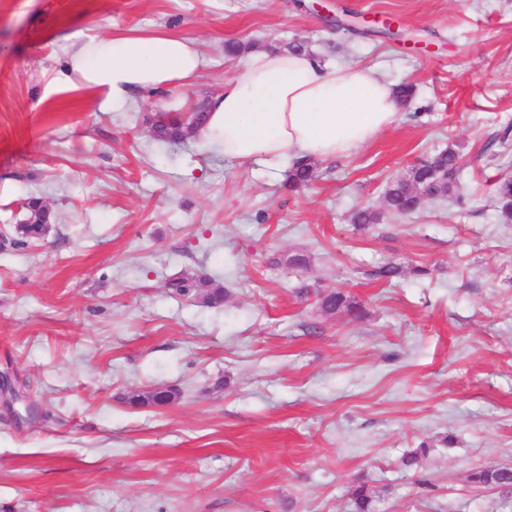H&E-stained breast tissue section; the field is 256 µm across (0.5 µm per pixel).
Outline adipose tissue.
Segmentation results:
<instances>
[{"label": "adipose tissue", "mask_w": 512, "mask_h": 512, "mask_svg": "<svg viewBox=\"0 0 512 512\" xmlns=\"http://www.w3.org/2000/svg\"><path fill=\"white\" fill-rule=\"evenodd\" d=\"M204 65L193 39L115 34L72 41L56 83L98 92L101 107L118 112L136 90L193 86ZM207 112L195 132L201 146L230 162L277 168L351 154L397 122L399 105L393 84L372 67L331 64L310 52H262L225 79Z\"/></svg>", "instance_id": "obj_1"}]
</instances>
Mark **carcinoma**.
Wrapping results in <instances>:
<instances>
[{
    "instance_id": "1",
    "label": "carcinoma",
    "mask_w": 512,
    "mask_h": 512,
    "mask_svg": "<svg viewBox=\"0 0 512 512\" xmlns=\"http://www.w3.org/2000/svg\"><path fill=\"white\" fill-rule=\"evenodd\" d=\"M207 118V113L196 109L190 112H159L152 123L154 140L163 144L182 143L195 133L196 128ZM464 164L459 154L452 148L443 150L425 159L411 168L409 176L391 181L384 191V206L390 213L408 216L420 208L423 199L413 194L415 184L427 187L433 201L460 200L459 190ZM314 178V164L298 162L288 173V187L299 188L308 185ZM497 195L502 214L512 220V179L504 178L497 182ZM30 218L17 225L15 244L27 246L40 240L41 225L50 218L49 211L39 200L28 203ZM381 212L370 208H361L352 215V223L366 226L378 224ZM172 290L185 298L200 299L203 303L216 307L224 302V289L212 287L211 280L205 276H179L169 283ZM322 311L334 314L342 309L359 313L361 307L347 299L345 294L334 289L318 294ZM499 480L503 490L512 488V475L501 467L484 469L471 474V480L484 484L491 479ZM355 512H376V501L366 486L360 485L352 491Z\"/></svg>"
}]
</instances>
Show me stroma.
<instances>
[{
    "label": "stroma",
    "instance_id": "obj_1",
    "mask_svg": "<svg viewBox=\"0 0 512 512\" xmlns=\"http://www.w3.org/2000/svg\"><path fill=\"white\" fill-rule=\"evenodd\" d=\"M162 31L197 40L198 101L290 42L415 95L291 191L287 169L157 143L149 94L107 112L57 92L65 37ZM449 147L461 204L385 213L386 182ZM505 174L512 0H0V371L28 395L0 408V512H353L360 485L379 512H512L470 479L512 466ZM32 198L54 229L14 245ZM367 205L381 222L352 224ZM179 273L223 307L174 293ZM327 288L364 317L323 313ZM156 387L176 401L128 403ZM172 290L184 298L201 299L208 306L216 307L224 302V289L212 287L206 276H179L169 283Z\"/></svg>",
    "mask_w": 512,
    "mask_h": 512
}]
</instances>
